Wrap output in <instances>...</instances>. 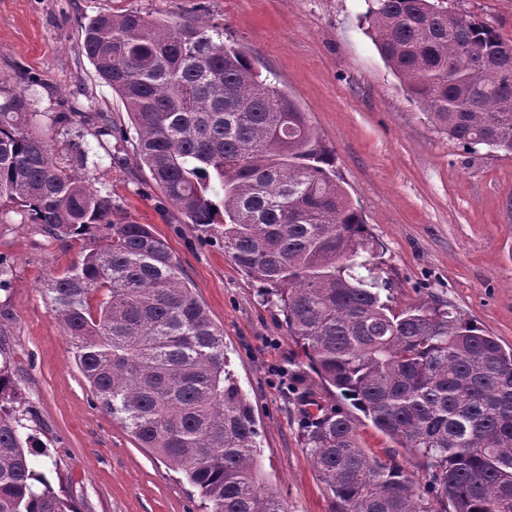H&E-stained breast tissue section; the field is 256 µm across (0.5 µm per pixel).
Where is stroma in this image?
Segmentation results:
<instances>
[{"label":"stroma","mask_w":512,"mask_h":512,"mask_svg":"<svg viewBox=\"0 0 512 512\" xmlns=\"http://www.w3.org/2000/svg\"><path fill=\"white\" fill-rule=\"evenodd\" d=\"M512 40V0H448ZM137 9L151 19H203L249 50L263 74L300 105L334 158L338 181L361 211L375 249L368 264L393 308L443 305L512 346V155L469 153L429 121L359 22L364 0H0V86L24 92L34 122L59 152L111 196L118 214L150 225L224 329L229 368L254 410L267 488L288 512H335L304 441L310 414L339 399L288 340L260 286L214 234L185 222L148 169L119 98L96 75L80 27ZM101 112L112 132L56 125L60 112ZM20 215L0 216V355L11 361L30 426L46 447V473L76 512H197L177 473L96 405L42 287L81 258ZM363 447L395 457L425 486L428 470L364 416Z\"/></svg>","instance_id":"obj_1"}]
</instances>
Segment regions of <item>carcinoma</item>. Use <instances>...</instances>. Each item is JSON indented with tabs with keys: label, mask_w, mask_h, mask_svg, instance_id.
I'll return each mask as SVG.
<instances>
[{
	"label": "carcinoma",
	"mask_w": 512,
	"mask_h": 512,
	"mask_svg": "<svg viewBox=\"0 0 512 512\" xmlns=\"http://www.w3.org/2000/svg\"><path fill=\"white\" fill-rule=\"evenodd\" d=\"M364 22L408 93L466 150L512 155V41L448 0H365ZM135 129L133 155L187 223L276 297L288 339L340 398L430 471L361 448L341 406L305 426L336 512H512V347L447 309L395 311L373 242L308 115L240 45L203 22L137 10L81 27ZM88 112L55 123L84 125ZM224 191L215 201L212 183ZM85 241L43 286L99 406L197 489L202 512H288L263 484L252 407L224 330L146 224L60 159L21 91L0 86V210ZM10 362L0 363V512H73L35 456Z\"/></svg>",
	"instance_id": "1"
}]
</instances>
